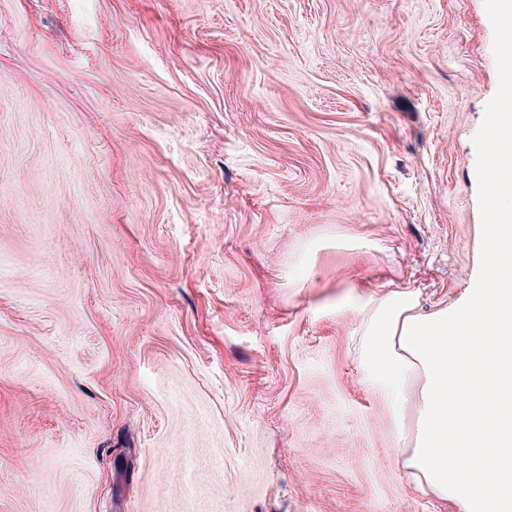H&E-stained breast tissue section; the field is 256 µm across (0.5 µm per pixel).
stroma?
<instances>
[{
	"label": "stroma",
	"instance_id": "35a3bbf8",
	"mask_svg": "<svg viewBox=\"0 0 512 512\" xmlns=\"http://www.w3.org/2000/svg\"><path fill=\"white\" fill-rule=\"evenodd\" d=\"M490 0H0V512H450L369 298L490 274Z\"/></svg>",
	"mask_w": 512,
	"mask_h": 512
}]
</instances>
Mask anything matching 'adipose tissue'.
Segmentation results:
<instances>
[{"label": "adipose tissue", "instance_id": "adipose-tissue-1", "mask_svg": "<svg viewBox=\"0 0 512 512\" xmlns=\"http://www.w3.org/2000/svg\"><path fill=\"white\" fill-rule=\"evenodd\" d=\"M512 99L494 114L480 178L494 200L493 275L465 302L428 313L400 292L369 300L360 327L367 383L395 427L413 415L401 449L406 481L455 512H512Z\"/></svg>", "mask_w": 512, "mask_h": 512}]
</instances>
